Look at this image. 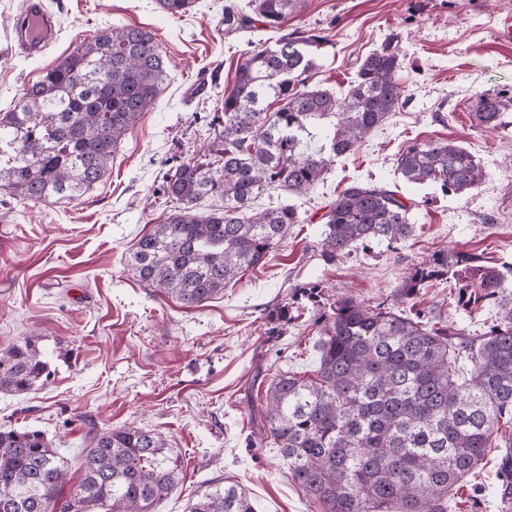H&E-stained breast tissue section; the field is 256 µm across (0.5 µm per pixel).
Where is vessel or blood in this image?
<instances>
[{"label":"vessel or blood","mask_w":512,"mask_h":512,"mask_svg":"<svg viewBox=\"0 0 512 512\" xmlns=\"http://www.w3.org/2000/svg\"><path fill=\"white\" fill-rule=\"evenodd\" d=\"M7 28L14 47L34 54L48 49L57 39V20L44 0H25L23 11L9 15Z\"/></svg>","instance_id":"b4317fda"}]
</instances>
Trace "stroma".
<instances>
[{
    "instance_id": "35a3bbf8",
    "label": "stroma",
    "mask_w": 512,
    "mask_h": 512,
    "mask_svg": "<svg viewBox=\"0 0 512 512\" xmlns=\"http://www.w3.org/2000/svg\"><path fill=\"white\" fill-rule=\"evenodd\" d=\"M247 2L198 0L188 15L172 17L155 0H47L61 32L45 53L30 55L8 48L6 18L22 0H0V115L45 68L109 26L151 31L168 61L154 108L83 197L34 203L0 189V348L35 333L42 349L57 354L47 382L21 395L0 392V428L41 431L75 482L94 432L134 426L162 434L183 474L155 512H188L218 480L245 489L257 512H322L289 477L279 449L253 446L250 402L262 400L280 372L315 376L320 330L337 296L391 303L409 267L437 250L477 252L512 266V41L497 36L512 20V0H306L283 30L304 26L326 36L312 84L344 95L365 57L395 38L404 54L399 107L306 196L278 190L255 200L258 209L297 204L304 218L265 265L196 308L138 282L125 260L171 210L160 191L164 173L216 160L210 122L251 49L247 34H225L224 7ZM485 94L505 102L503 127L474 123ZM437 139L475 155L486 173L478 188L446 195L402 179L399 153ZM356 181L399 191L415 234L326 260L324 207ZM311 283L323 287L320 303L303 296ZM412 309L442 311L474 335L496 317L487 306L457 307L443 280L421 289ZM503 455L487 449L448 512H512Z\"/></svg>"
}]
</instances>
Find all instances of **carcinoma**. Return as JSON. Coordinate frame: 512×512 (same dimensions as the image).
<instances>
[{
    "mask_svg": "<svg viewBox=\"0 0 512 512\" xmlns=\"http://www.w3.org/2000/svg\"><path fill=\"white\" fill-rule=\"evenodd\" d=\"M304 3L251 0L270 30ZM156 4L183 16L196 0ZM257 21L224 6L227 35ZM323 45L317 32L297 28L246 53L214 117L222 165L168 169L163 190L174 207L128 260L142 283L190 306L224 292L304 223L292 204L256 211L252 202L278 188L308 193L396 110L399 45L370 53L343 98L307 84ZM165 78L163 50L149 31L102 30L46 69L0 117V187L22 201L83 196L153 108ZM270 97L281 103L274 112L265 106ZM473 116L494 130L503 122L502 103L484 95ZM397 170L408 183L455 195L483 178L475 156L447 140L411 143ZM205 196L224 207L199 213ZM409 211L385 186L349 185L324 214L322 256L408 239L415 231ZM449 277L457 306L497 309L483 334L472 336L441 313H403L420 288ZM319 352L316 378L279 373L264 400L251 404L265 421L257 440L281 450L288 475L322 512H448V497L481 466L500 423L512 420V280L479 253L438 251L409 270L390 306L336 298ZM49 376L38 337L0 350V392L22 394ZM81 467L77 488L62 498L67 461L58 450L36 430L0 429V512H95L106 503L111 512H154L177 486L181 461L161 435L126 426L94 434ZM189 512L257 510L246 491L217 482Z\"/></svg>",
    "mask_w": 512,
    "mask_h": 512,
    "instance_id": "1",
    "label": "carcinoma"
}]
</instances>
